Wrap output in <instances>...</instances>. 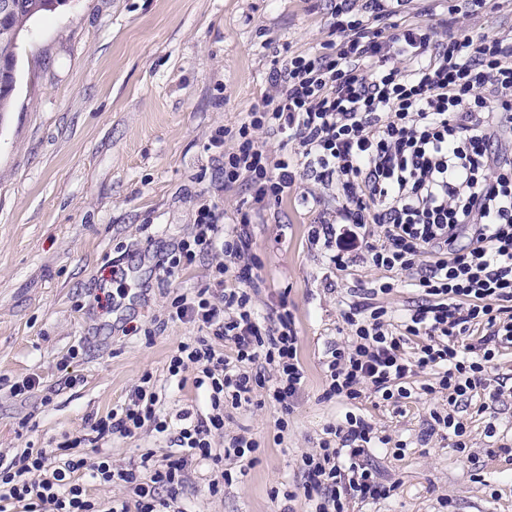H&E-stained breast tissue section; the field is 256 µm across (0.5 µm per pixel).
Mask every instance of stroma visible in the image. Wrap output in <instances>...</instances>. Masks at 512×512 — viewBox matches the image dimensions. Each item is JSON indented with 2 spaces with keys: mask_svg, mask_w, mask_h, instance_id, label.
Returning a JSON list of instances; mask_svg holds the SVG:
<instances>
[{
  "mask_svg": "<svg viewBox=\"0 0 512 512\" xmlns=\"http://www.w3.org/2000/svg\"><path fill=\"white\" fill-rule=\"evenodd\" d=\"M332 23L328 0H65L29 22L0 125V455L89 434L145 374L163 387V416L208 411L205 390L167 373L170 355L199 329L162 321L177 293L205 284L206 263L170 279L142 267L140 289L112 271L188 236L200 194L235 223L250 194L217 190L222 159L208 138L260 105L274 56L320 51ZM313 218L288 201L255 228L263 264L255 304L266 313L286 297L307 385L290 410L269 402L233 411L213 445L252 438L255 462L242 477L225 461L234 478L217 496L208 491L210 464L192 468L182 512H279L282 492L301 482L302 454L350 409L324 399L321 362L329 342L349 334L343 297L376 273L363 264L347 276L330 270L327 250L308 239ZM78 345L83 354L62 366ZM30 376L38 386L14 396L12 384ZM489 377L505 382L499 400L480 390L455 411L444 394L428 393V371L408 378L411 395L399 402L356 401L350 410L387 440L375 454L398 487L349 512H512V455L501 449L512 443V346L497 353ZM436 412L463 422L466 449L435 429ZM169 446L145 429L83 451L130 469L148 451L163 459Z\"/></svg>",
  "mask_w": 512,
  "mask_h": 512,
  "instance_id": "1",
  "label": "stroma"
}]
</instances>
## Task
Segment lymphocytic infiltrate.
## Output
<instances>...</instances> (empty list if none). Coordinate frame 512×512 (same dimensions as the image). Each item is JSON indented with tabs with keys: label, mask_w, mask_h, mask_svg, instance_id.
Returning <instances> with one entry per match:
<instances>
[{
	"label": "lymphocytic infiltrate",
	"mask_w": 512,
	"mask_h": 512,
	"mask_svg": "<svg viewBox=\"0 0 512 512\" xmlns=\"http://www.w3.org/2000/svg\"><path fill=\"white\" fill-rule=\"evenodd\" d=\"M486 2L443 0L442 16L409 21L411 0H336L334 39L318 53L273 64L261 105L235 131L219 128L209 138L210 148L223 150L225 137L234 136L223 186L245 185L250 210L226 225L216 205L200 199L192 236L158 261L169 277L210 261L205 287L177 295L165 312L168 321L206 332L181 343L167 371L179 377L195 370L208 412L183 413L171 427L155 383L142 376L127 403L90 430L99 441L148 425L173 432L163 461L147 453L139 468L118 469L108 456L91 462L72 447L57 454L27 448L0 457V512H173L193 461L211 462L213 495L232 479L225 461L253 462L255 440L235 436L213 447L225 409L257 405L261 391L289 409L307 371L287 300L270 320L253 303L262 262L252 227L267 206L309 199L314 184L334 190L341 204L335 218L316 217L309 239L323 243L337 271L363 263L378 273L344 303L352 339L326 351L325 398L394 403L408 397L409 376L430 369L450 406L479 388L499 399L501 388H489L485 373L498 346L512 344V28L475 33L455 20ZM271 139L283 152L268 149ZM403 279L426 302L396 325L376 299ZM378 440L372 423L352 412L326 428L300 463L302 495L314 512H347L351 501L390 497L394 484L371 460ZM84 471L129 485L134 502L102 508L79 479Z\"/></svg>",
	"instance_id": "f902f5d3"
}]
</instances>
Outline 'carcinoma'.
Segmentation results:
<instances>
[{"label": "carcinoma", "mask_w": 512, "mask_h": 512, "mask_svg": "<svg viewBox=\"0 0 512 512\" xmlns=\"http://www.w3.org/2000/svg\"><path fill=\"white\" fill-rule=\"evenodd\" d=\"M15 8L6 15H0V29L7 36L0 35V125L9 112L16 87V63L18 40L27 21L42 12H51L65 0H13Z\"/></svg>", "instance_id": "obj_1"}]
</instances>
